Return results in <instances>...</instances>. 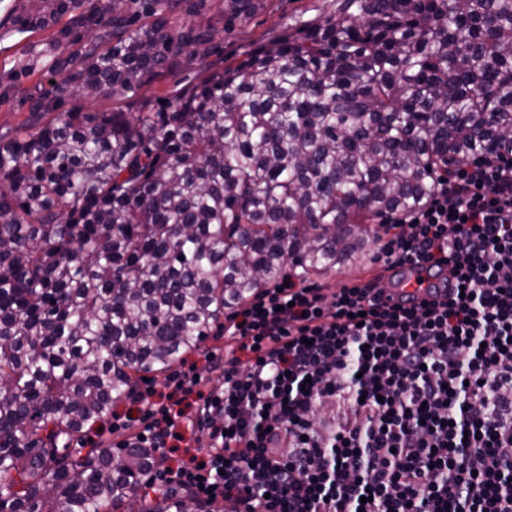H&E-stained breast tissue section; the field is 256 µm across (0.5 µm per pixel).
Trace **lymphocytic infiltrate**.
Returning <instances> with one entry per match:
<instances>
[{
	"mask_svg": "<svg viewBox=\"0 0 512 512\" xmlns=\"http://www.w3.org/2000/svg\"><path fill=\"white\" fill-rule=\"evenodd\" d=\"M380 225L375 264L443 286L288 274L225 315L223 354L133 394L107 434L180 453L163 483L227 512H512V150L454 166Z\"/></svg>",
	"mask_w": 512,
	"mask_h": 512,
	"instance_id": "1",
	"label": "lymphocytic infiltrate"
}]
</instances>
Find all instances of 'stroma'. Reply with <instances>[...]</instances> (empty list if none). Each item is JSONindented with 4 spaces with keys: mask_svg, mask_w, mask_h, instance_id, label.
I'll use <instances>...</instances> for the list:
<instances>
[{
    "mask_svg": "<svg viewBox=\"0 0 512 512\" xmlns=\"http://www.w3.org/2000/svg\"><path fill=\"white\" fill-rule=\"evenodd\" d=\"M18 0H0V133L12 135L29 124V98L38 89L50 88L56 74L43 47L49 32H18L14 17ZM340 0H268L266 10L250 19L224 23L223 0H207L206 15L216 31L205 51L185 53L163 77L146 84L135 96L114 103L107 100L66 98L65 107L80 106L88 112L119 109L138 112L160 110L179 90L198 83L209 70L246 58L260 44L296 33L336 11Z\"/></svg>",
    "mask_w": 512,
    "mask_h": 512,
    "instance_id": "35a3bbf8",
    "label": "stroma"
}]
</instances>
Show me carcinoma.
<instances>
[{"mask_svg": "<svg viewBox=\"0 0 512 512\" xmlns=\"http://www.w3.org/2000/svg\"><path fill=\"white\" fill-rule=\"evenodd\" d=\"M183 0H25L61 75L0 137V512H224L136 494L147 448L73 452L289 269L363 259L449 164L512 147V0H342L153 112L122 99L215 29ZM266 0H224L228 23ZM65 25H60L64 16ZM64 52H59V49Z\"/></svg>", "mask_w": 512, "mask_h": 512, "instance_id": "obj_1", "label": "carcinoma"}]
</instances>
